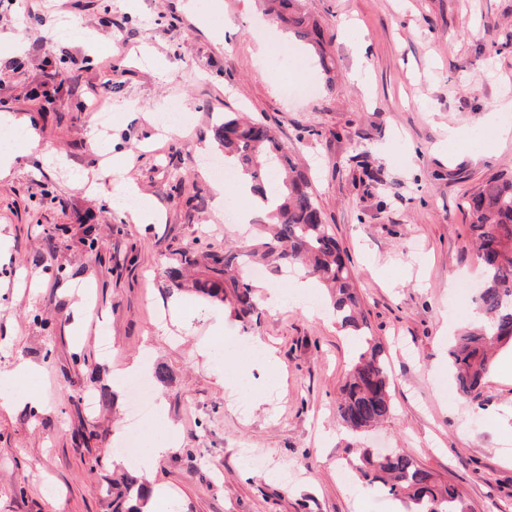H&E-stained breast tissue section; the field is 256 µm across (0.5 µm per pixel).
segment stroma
I'll return each instance as SVG.
<instances>
[{
  "instance_id": "35a3bbf8",
  "label": "stroma",
  "mask_w": 512,
  "mask_h": 512,
  "mask_svg": "<svg viewBox=\"0 0 512 512\" xmlns=\"http://www.w3.org/2000/svg\"><path fill=\"white\" fill-rule=\"evenodd\" d=\"M302 5L324 30L331 74L255 0H60L44 22L0 0V33L22 45L0 54V146L24 126L39 136L0 178V389L43 399L0 411V512H111L99 487L132 466L119 452L129 394L113 378L135 360L152 382L146 401L165 405L142 422L146 440L180 431L154 471L161 512H390L377 487L343 480L364 448L410 455L472 512H512V380L493 369L474 409L447 355L474 309L463 291L482 285L467 200L512 172V137L496 138L512 129V0ZM228 21L238 31L223 44ZM285 70L315 95L284 96ZM101 91L105 126L89 110ZM173 100L186 123L165 130ZM227 112L275 130L347 249L395 383V413L373 431L351 434L337 415L359 341L321 289L244 322L169 285L164 258L255 234L236 221L246 198L217 207L201 167ZM116 161L156 223L112 204L102 173ZM219 329L270 347L254 398L225 389L250 358L216 341ZM88 389L110 391L108 406L88 411Z\"/></svg>"
}]
</instances>
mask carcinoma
Returning <instances> with one entry per match:
<instances>
[{
    "mask_svg": "<svg viewBox=\"0 0 512 512\" xmlns=\"http://www.w3.org/2000/svg\"><path fill=\"white\" fill-rule=\"evenodd\" d=\"M299 2L257 0L286 32L314 50L318 65L329 73L332 62L322 31ZM215 138L224 147V160L251 184V193L267 204L261 209V234L242 250L182 254L176 265L167 268L171 287H184L183 270L201 266L204 277L195 282L196 291L245 319L258 305L255 285L243 269L261 265L279 272L293 267L327 291L342 329L353 336L364 335L368 325L345 251L288 149L263 121H243L230 112L215 127ZM468 207L470 231L483 268L484 284L474 299L482 319L457 336L448 348V360L458 391L480 406L482 387L494 364L491 349L512 344V177L489 178L470 196ZM337 412L352 433L376 427L392 416L394 402L382 346H368L350 366L340 387ZM355 474L363 483L404 502L408 512H469L456 485L441 480L407 454L365 449ZM143 491V483L130 474L101 488L103 495L112 498V512H141Z\"/></svg>",
    "mask_w": 512,
    "mask_h": 512,
    "instance_id": "carcinoma-1",
    "label": "carcinoma"
}]
</instances>
